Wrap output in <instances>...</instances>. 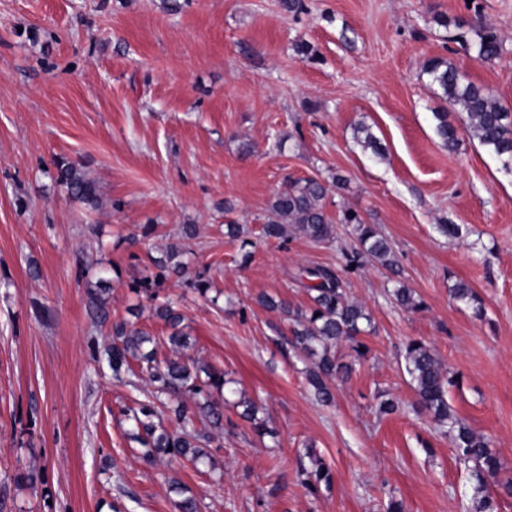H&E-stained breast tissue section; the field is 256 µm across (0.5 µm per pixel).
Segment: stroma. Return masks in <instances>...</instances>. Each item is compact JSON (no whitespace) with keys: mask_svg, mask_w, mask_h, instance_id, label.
<instances>
[{"mask_svg":"<svg viewBox=\"0 0 512 512\" xmlns=\"http://www.w3.org/2000/svg\"><path fill=\"white\" fill-rule=\"evenodd\" d=\"M0 0V512H175L173 484L202 512H470L474 492L449 436L416 413L402 353L430 345L454 379L456 418L486 436L512 475V173L449 112L460 144L436 133L443 109L425 72L450 60L512 110V0ZM447 25H439L438 16ZM490 21L502 50L476 59L467 40ZM311 48L310 55L300 46ZM366 126L381 153L363 147ZM82 162L98 185L91 209L52 174ZM333 188L326 210L336 239L297 232L264 240L262 215L287 181ZM376 225L398 272L372 262L348 274L346 292L372 316L367 356L319 404L304 361L281 353L288 323L260 307L266 293L307 305L303 268L344 269L356 246L342 209ZM244 225L254 244L241 262ZM153 225L144 233V225ZM196 225L184 260L218 293L209 302L166 281L196 344L224 370L231 392L213 466L146 464L119 411L145 385L113 383L90 338L77 264L108 268L114 317L141 298L131 284L150 256ZM459 227L457 236L438 232ZM141 241L129 245L130 233ZM424 306L392 304L396 282ZM464 282L485 315L453 299ZM403 413H375L378 395ZM253 400L270 436L240 416ZM313 448L333 472L312 494L297 462ZM29 475L17 483L18 474Z\"/></svg>","mask_w":512,"mask_h":512,"instance_id":"obj_1","label":"stroma"}]
</instances>
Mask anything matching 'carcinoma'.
<instances>
[{
	"instance_id": "obj_1",
	"label": "carcinoma",
	"mask_w": 512,
	"mask_h": 512,
	"mask_svg": "<svg viewBox=\"0 0 512 512\" xmlns=\"http://www.w3.org/2000/svg\"><path fill=\"white\" fill-rule=\"evenodd\" d=\"M473 50L476 58L490 61L501 52V41L493 26L480 23L475 31ZM424 70L441 91L442 99L465 116V126L471 136L494 155L502 167L512 172V113L507 111L490 91L465 79L449 61L433 58L425 63ZM436 133L448 148L457 145L455 127L448 123V113L436 112ZM55 181L65 188L68 196L92 209L99 207L98 187L88 177L83 167L61 160L56 164ZM329 188L315 178L301 179L277 191L268 208L262 227L265 239L287 241L288 228L302 233L316 243H330L333 228L326 212L324 200ZM342 223L353 226L358 248L348 259V264L360 267L375 261L390 268L397 266L388 240L366 224L354 210L343 212ZM184 249L172 244L159 257L150 258L156 274L145 275L133 282L131 288L153 301L158 298L161 285L172 277L202 297L212 284L202 275L190 276L182 260ZM78 277L87 283L85 294L90 320L97 326L110 325L111 334L105 349L112 378L123 385H132L138 378L146 379L153 387L151 398L123 416L132 422L131 437L143 448L142 459L153 463L166 456L168 459H190L194 462L211 460L209 448L221 447L224 435L225 389L229 381L224 373L192 358L187 350L193 347L183 313L171 300L154 305L153 317L163 322L166 341L172 356L160 359L152 334L137 326L136 322L112 318L109 293L110 280L107 270L91 271L83 264L77 265ZM298 283L309 298L306 308L295 307L288 300L260 294L257 303L278 311L288 321L289 335L283 337L282 346L296 350L311 362L307 380L314 398L323 405L335 400L333 382L349 378L353 364L336 356V347L349 346L357 358L366 355L368 348L361 336L373 329L371 315L360 303L347 297L345 279L341 272L325 266L303 269ZM454 299L472 307L478 317L484 307L478 294L465 283L452 289ZM393 303L406 311H416L422 301L414 291L401 284L389 292ZM404 371L416 400L414 409L426 416L443 434L452 437L455 459L459 468L469 476L474 490L473 512H497L496 497L512 496V479L500 478L501 464L490 448L489 440L461 423L448 405V386L453 379L448 376L433 348L420 340H411L405 346ZM236 406L242 407L241 417L254 423L256 432L267 434L264 423H256V405L242 398ZM173 415L176 427L168 430L162 421L164 412ZM403 403L383 394L377 397L378 417L398 415ZM208 424L206 429L193 426L194 415ZM305 457L309 464H300L302 485L316 493L320 488L331 489L333 473L310 448Z\"/></svg>"
}]
</instances>
